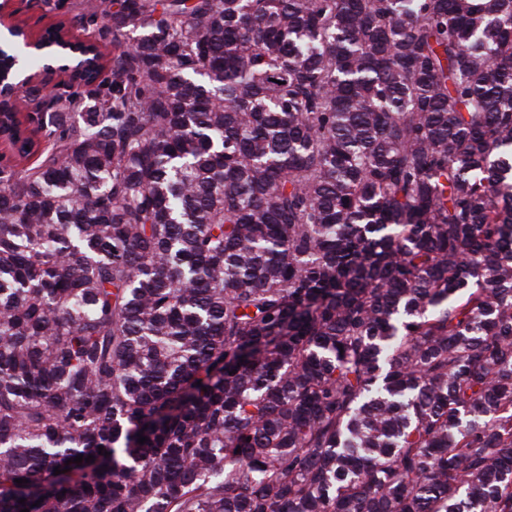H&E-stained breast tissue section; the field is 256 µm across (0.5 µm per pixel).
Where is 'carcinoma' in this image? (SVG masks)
Wrapping results in <instances>:
<instances>
[{"label":"carcinoma","instance_id":"carcinoma-1","mask_svg":"<svg viewBox=\"0 0 512 512\" xmlns=\"http://www.w3.org/2000/svg\"><path fill=\"white\" fill-rule=\"evenodd\" d=\"M69 12L110 77L5 118L0 512H512V0Z\"/></svg>","mask_w":512,"mask_h":512}]
</instances>
